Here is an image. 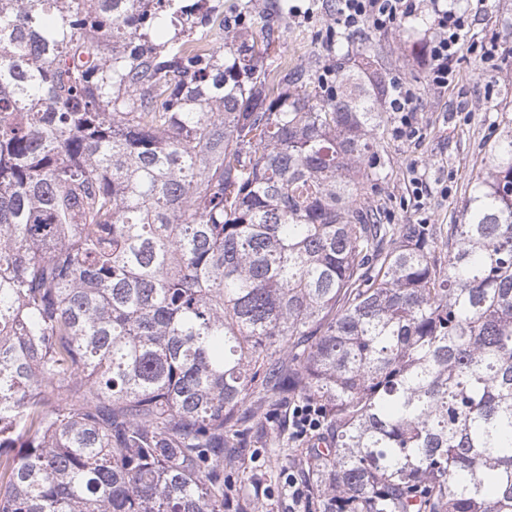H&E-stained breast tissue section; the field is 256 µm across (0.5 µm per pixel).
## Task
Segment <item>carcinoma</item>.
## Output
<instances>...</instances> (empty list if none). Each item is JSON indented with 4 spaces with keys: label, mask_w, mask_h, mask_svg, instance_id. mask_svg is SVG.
<instances>
[{
    "label": "carcinoma",
    "mask_w": 512,
    "mask_h": 512,
    "mask_svg": "<svg viewBox=\"0 0 512 512\" xmlns=\"http://www.w3.org/2000/svg\"><path fill=\"white\" fill-rule=\"evenodd\" d=\"M209 0H0V512H512V124L434 255L364 206L375 42L322 91ZM294 407L295 405L292 403H290L289 406L288 403L284 404L280 412V421L281 423H285L288 426V414L290 412V423L292 413L291 424L293 428V434L299 440H302L307 436L309 431L316 430L320 427V413L318 412L317 408L308 403L297 405L295 408ZM286 438L283 440L282 437H278L275 431L268 430L267 434L264 436H258L253 438V443L251 445L252 453L247 461V469L243 473H240L238 481H237V490L239 496L246 499H257L254 495V490L250 482V473L249 470L253 463L251 462V458L255 456V451H260L261 458L265 457V459H269L271 461V481H267V488L263 490V493L260 492L258 499L262 502V510L259 512H303L307 511L303 506L301 499L296 500L293 496V491L297 489V484L294 488H288V477L289 479L295 477L291 470H288L284 467H280L278 460H276V456L273 451L276 449L278 453V448H292V447H300L297 445H287ZM250 467V468H249Z\"/></svg>",
    "instance_id": "carcinoma-1"
}]
</instances>
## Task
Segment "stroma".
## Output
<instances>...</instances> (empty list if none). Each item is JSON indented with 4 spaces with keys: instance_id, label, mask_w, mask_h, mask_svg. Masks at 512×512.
<instances>
[{
    "instance_id": "1",
    "label": "stroma",
    "mask_w": 512,
    "mask_h": 512,
    "mask_svg": "<svg viewBox=\"0 0 512 512\" xmlns=\"http://www.w3.org/2000/svg\"><path fill=\"white\" fill-rule=\"evenodd\" d=\"M243 0H219L227 25L246 29L257 41H271L275 54L291 66L317 72L335 68V49L329 48L336 27L335 0H259V12L242 14ZM469 14V42L512 47L504 27L512 18V0H456ZM435 30L428 14L392 28L373 32L387 77H399L420 92L415 132L395 133L398 117L386 113L380 133L390 158L386 178L368 192L366 205L382 210L392 224H431L439 238L459 223L462 204L485 169L484 163L505 121L512 119V57L496 56L485 64L470 54L455 61V79L448 89H433L421 56L412 54V42L432 39ZM286 442L275 432L255 437L251 448L271 459V479L263 493H255L248 475H240V497L259 498L261 512H304L288 486L292 472L274 462L275 449Z\"/></svg>"
}]
</instances>
